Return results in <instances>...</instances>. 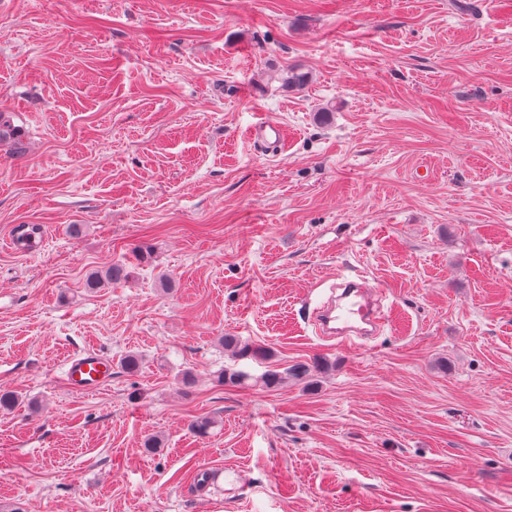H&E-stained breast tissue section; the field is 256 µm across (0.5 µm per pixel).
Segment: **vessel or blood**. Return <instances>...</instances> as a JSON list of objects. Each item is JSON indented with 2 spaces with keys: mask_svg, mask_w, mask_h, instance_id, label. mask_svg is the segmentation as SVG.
<instances>
[{
  "mask_svg": "<svg viewBox=\"0 0 512 512\" xmlns=\"http://www.w3.org/2000/svg\"><path fill=\"white\" fill-rule=\"evenodd\" d=\"M250 137L269 148L280 147L284 141V129L276 121L261 119L249 130ZM47 243L44 233L38 232L22 239L10 237L13 251L23 255L42 252ZM338 298L319 311L316 322L323 338L346 345L354 336L367 334L369 329L379 328L383 318L374 310L368 299L364 285L355 281H342ZM112 378V360L100 352L89 349L68 357L65 361L64 379L69 388L76 391H96L102 389Z\"/></svg>",
  "mask_w": 512,
  "mask_h": 512,
  "instance_id": "1",
  "label": "vessel or blood"
}]
</instances>
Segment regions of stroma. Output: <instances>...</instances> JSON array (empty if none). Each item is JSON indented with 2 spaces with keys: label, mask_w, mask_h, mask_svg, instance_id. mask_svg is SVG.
Returning a JSON list of instances; mask_svg holds the SVG:
<instances>
[{
  "label": "stroma",
  "mask_w": 512,
  "mask_h": 512,
  "mask_svg": "<svg viewBox=\"0 0 512 512\" xmlns=\"http://www.w3.org/2000/svg\"><path fill=\"white\" fill-rule=\"evenodd\" d=\"M0 115V512H512V0H0ZM341 273L355 348L302 317ZM249 136L272 149L280 147L285 137L283 127L278 122L266 118L259 120L250 128ZM47 243V238L43 232L32 234L29 238L20 240L17 235L9 238V244L13 251L23 255H36L42 252ZM126 276L125 268L121 265H112L106 270L93 271L87 274L85 288H102L106 284L120 281ZM338 288L341 291L338 298H333L317 315L318 331L321 337L337 339L341 345L354 344V335L369 334L372 329L376 331L384 318L371 307L364 285L345 280ZM64 365V379L72 390H100L112 378V359L93 349L68 357Z\"/></svg>",
  "instance_id": "35a3bbf8"
}]
</instances>
